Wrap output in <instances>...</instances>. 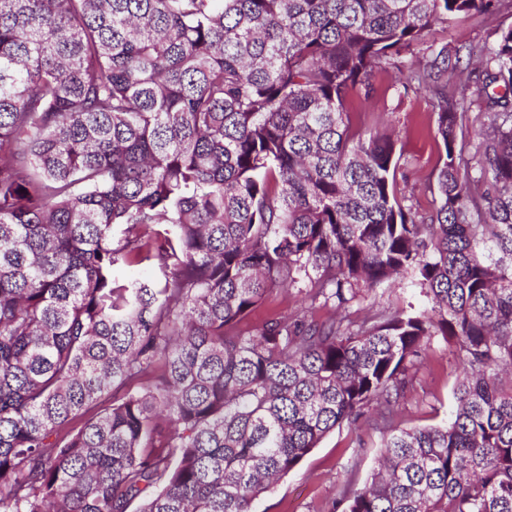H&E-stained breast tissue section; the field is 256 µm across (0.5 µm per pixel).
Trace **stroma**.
<instances>
[{
    "mask_svg": "<svg viewBox=\"0 0 512 512\" xmlns=\"http://www.w3.org/2000/svg\"><path fill=\"white\" fill-rule=\"evenodd\" d=\"M512 26V0L496 14L478 16L440 33L449 49L493 44L500 29ZM437 100L428 92H405L393 72L377 74L371 95L356 91L351 98L355 127L387 133L401 154L398 189L413 213L429 216L437 205L436 174L440 148L435 140ZM426 306L419 287L410 281L362 291L345 305L311 301L304 284L272 292L252 312L248 326L275 316L309 312L318 318L356 317L384 310ZM457 358L441 338H432L425 356L411 370L414 386L400 400L395 423L404 428L445 424L453 409ZM377 411L355 425L329 433L268 495L255 501L253 512H336V503L349 490L370 480L376 466L381 435L374 427Z\"/></svg>",
    "mask_w": 512,
    "mask_h": 512,
    "instance_id": "stroma-1",
    "label": "stroma"
}]
</instances>
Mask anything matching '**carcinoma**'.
Wrapping results in <instances>:
<instances>
[{
  "label": "carcinoma",
  "instance_id": "cac0c4a2",
  "mask_svg": "<svg viewBox=\"0 0 512 512\" xmlns=\"http://www.w3.org/2000/svg\"><path fill=\"white\" fill-rule=\"evenodd\" d=\"M499 0H0V512H251L381 407L342 512H512V27ZM438 98V205L353 126L379 69ZM488 127L466 157L467 113ZM143 263L151 280L122 274ZM428 305L238 325L279 288ZM444 425L399 428L431 338ZM512 26V0H506L496 14L477 16L468 22L439 32L437 38L447 43L448 52L454 55L455 49L468 45L490 46L497 38L501 28Z\"/></svg>",
  "mask_w": 512,
  "mask_h": 512
}]
</instances>
